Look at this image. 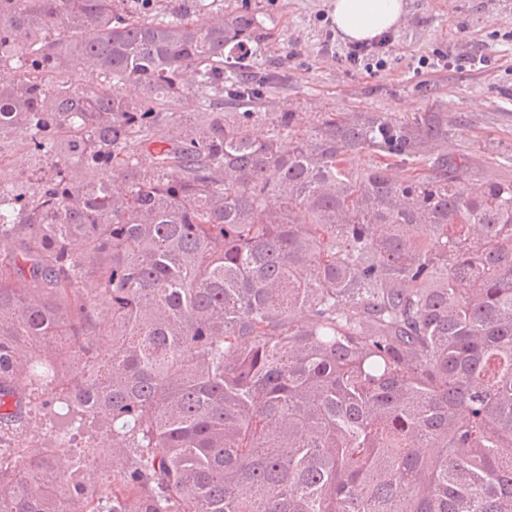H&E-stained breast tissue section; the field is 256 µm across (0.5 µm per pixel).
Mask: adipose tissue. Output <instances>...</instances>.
<instances>
[{
	"instance_id": "ef3b65f1",
	"label": "adipose tissue",
	"mask_w": 512,
	"mask_h": 512,
	"mask_svg": "<svg viewBox=\"0 0 512 512\" xmlns=\"http://www.w3.org/2000/svg\"><path fill=\"white\" fill-rule=\"evenodd\" d=\"M332 22L344 40L365 42L395 29L406 13L405 0H331Z\"/></svg>"
}]
</instances>
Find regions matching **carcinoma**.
<instances>
[{
	"instance_id": "cac0c4a2",
	"label": "carcinoma",
	"mask_w": 512,
	"mask_h": 512,
	"mask_svg": "<svg viewBox=\"0 0 512 512\" xmlns=\"http://www.w3.org/2000/svg\"><path fill=\"white\" fill-rule=\"evenodd\" d=\"M196 10L0 0V512H512V181L351 168L448 121L258 112Z\"/></svg>"
}]
</instances>
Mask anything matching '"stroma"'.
<instances>
[{
    "label": "stroma",
    "instance_id": "stroma-1",
    "mask_svg": "<svg viewBox=\"0 0 512 512\" xmlns=\"http://www.w3.org/2000/svg\"><path fill=\"white\" fill-rule=\"evenodd\" d=\"M262 23L254 62L278 72L263 112L290 108L309 122L324 112L432 111L448 121L436 155L468 160L472 180L512 181V0H406L382 64L352 67L330 0H221ZM484 63H477V56Z\"/></svg>",
    "mask_w": 512,
    "mask_h": 512
}]
</instances>
